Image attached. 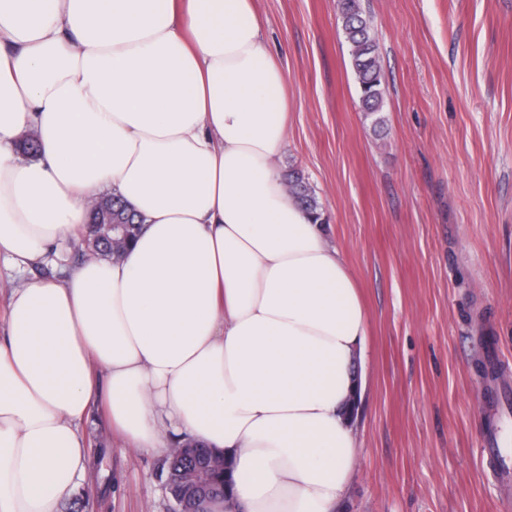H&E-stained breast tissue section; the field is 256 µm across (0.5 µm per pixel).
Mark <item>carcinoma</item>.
<instances>
[{
	"label": "carcinoma",
	"instance_id": "carcinoma-1",
	"mask_svg": "<svg viewBox=\"0 0 512 512\" xmlns=\"http://www.w3.org/2000/svg\"><path fill=\"white\" fill-rule=\"evenodd\" d=\"M345 38L350 46L352 66L358 83V95L361 110L365 118L370 120L375 131L380 132L384 127L381 116L383 108L384 74L380 64L378 45L372 35V24L362 6L361 0H338ZM289 191L296 196L315 215L319 223H324L321 207L306 182L305 177L297 170H291L285 175ZM112 222L124 225V232L117 237L120 247H126L132 242L141 223L130 224L126 215V207L121 205L112 209ZM112 236H100L91 230H86L78 247L81 259L90 255L97 258L112 257Z\"/></svg>",
	"mask_w": 512,
	"mask_h": 512
}]
</instances>
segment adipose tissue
I'll return each instance as SVG.
<instances>
[{
    "instance_id": "1",
    "label": "adipose tissue",
    "mask_w": 512,
    "mask_h": 512,
    "mask_svg": "<svg viewBox=\"0 0 512 512\" xmlns=\"http://www.w3.org/2000/svg\"><path fill=\"white\" fill-rule=\"evenodd\" d=\"M287 131L254 0H0V512H60L99 407L139 452H223L224 512H340L367 312ZM108 192L144 220L122 258L26 276Z\"/></svg>"
}]
</instances>
